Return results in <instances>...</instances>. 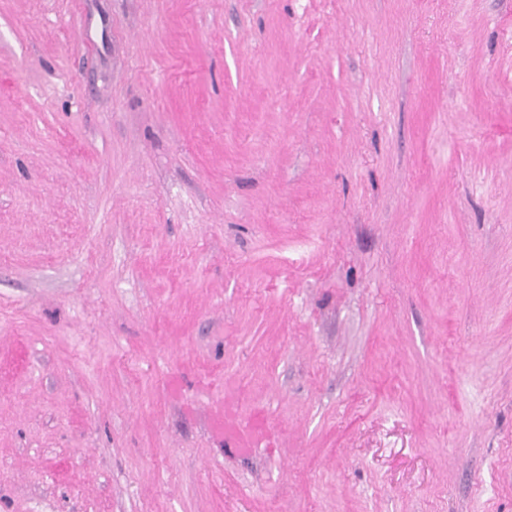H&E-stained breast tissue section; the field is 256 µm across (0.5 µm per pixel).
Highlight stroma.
I'll list each match as a JSON object with an SVG mask.
<instances>
[{"label":"stroma","instance_id":"35a3bbf8","mask_svg":"<svg viewBox=\"0 0 512 512\" xmlns=\"http://www.w3.org/2000/svg\"><path fill=\"white\" fill-rule=\"evenodd\" d=\"M0 512H512V0H0Z\"/></svg>","mask_w":512,"mask_h":512}]
</instances>
